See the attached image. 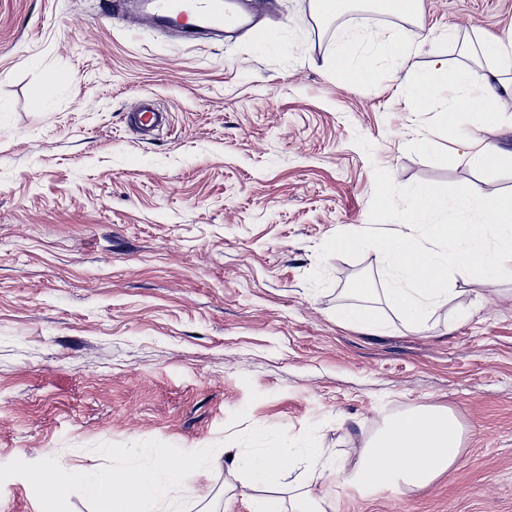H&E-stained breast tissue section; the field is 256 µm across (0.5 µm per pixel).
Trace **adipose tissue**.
I'll return each mask as SVG.
<instances>
[{
	"label": "adipose tissue",
	"mask_w": 512,
	"mask_h": 512,
	"mask_svg": "<svg viewBox=\"0 0 512 512\" xmlns=\"http://www.w3.org/2000/svg\"><path fill=\"white\" fill-rule=\"evenodd\" d=\"M396 43L377 36L366 50L345 44L336 52L335 72L344 78L376 72L380 59L398 56ZM465 62L455 68L443 65L406 74L409 102L414 111L435 107L434 90L444 83L450 96L440 109L448 131L467 124L476 129H499L503 119V94L507 86L501 67L512 66V43L489 41L480 52L461 44ZM462 451V427L450 409L421 408L386 419L373 440L361 448L355 465L344 474L345 482L379 486L399 483L408 489L428 487L451 468ZM233 469L243 476L249 489L277 488L286 469V452L272 448L253 457H237Z\"/></svg>",
	"instance_id": "1"
}]
</instances>
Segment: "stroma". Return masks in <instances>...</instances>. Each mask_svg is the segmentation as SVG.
<instances>
[{"label": "stroma", "instance_id": "obj_1", "mask_svg": "<svg viewBox=\"0 0 512 512\" xmlns=\"http://www.w3.org/2000/svg\"><path fill=\"white\" fill-rule=\"evenodd\" d=\"M261 3L276 17L265 43L195 44L135 16L101 22L100 0H0V465L51 449L98 470L102 443L212 445L186 512H255L231 435L314 424L350 468L386 418L434 406L465 437L430 486L329 472L309 496L325 512H512V279L454 274L427 330L376 335L336 317L357 275L382 287L373 252L318 259L334 233L369 227L374 167L401 186L512 191V164L470 166L402 82L459 65L462 42L511 37L512 0H423L417 21ZM376 33L404 54L337 77L339 44ZM145 96L169 115L146 140L128 118Z\"/></svg>", "mask_w": 512, "mask_h": 512}]
</instances>
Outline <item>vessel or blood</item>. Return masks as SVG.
Listing matches in <instances>:
<instances>
[{"instance_id":"b4317fda","label":"vessel or blood","mask_w":512,"mask_h":512,"mask_svg":"<svg viewBox=\"0 0 512 512\" xmlns=\"http://www.w3.org/2000/svg\"><path fill=\"white\" fill-rule=\"evenodd\" d=\"M133 2L137 3L141 16L153 25L174 29L190 43L201 34L237 28L244 23L242 14L230 9L228 0H104L101 21H111ZM129 119L145 134L163 128L168 122L166 114L146 103L130 113Z\"/></svg>"}]
</instances>
